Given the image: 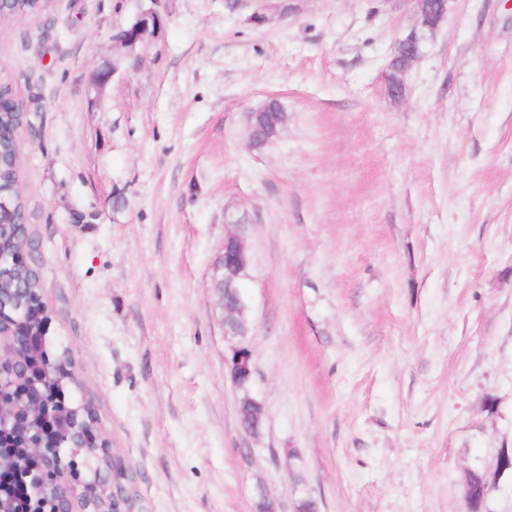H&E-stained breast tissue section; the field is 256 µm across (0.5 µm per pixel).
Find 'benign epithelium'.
Here are the masks:
<instances>
[{
    "mask_svg": "<svg viewBox=\"0 0 512 512\" xmlns=\"http://www.w3.org/2000/svg\"><path fill=\"white\" fill-rule=\"evenodd\" d=\"M413 4L416 25L398 43L409 46L402 57H390L383 72L384 94L394 102L404 100L406 84L401 75L419 60L426 34L433 33L446 19L451 0H409ZM161 27V16L153 8L142 9L129 30L118 29L114 42L133 54ZM34 259L33 250L20 247L6 253L0 249V271L28 267ZM249 258L243 238L227 233L222 253L215 262L213 288L218 293L224 314V324H234L247 308L238 278L248 266ZM7 292L27 298V302L8 306L0 297V437L21 432L28 440V454L38 460L29 466L0 448V512H13L17 498L22 496L28 505L33 499L41 502L40 512H132L120 507L115 493L108 492L110 474L104 440L91 436L95 423L90 406L75 409L72 417L52 413L48 409V384L32 366L43 353L42 338L46 336L49 304L42 294H34L15 280ZM231 358L226 363L253 375V354H242L248 331L230 334ZM93 450L104 468L94 481L75 484V456Z\"/></svg>",
    "mask_w": 512,
    "mask_h": 512,
    "instance_id": "benign-epithelium-1",
    "label": "benign epithelium"
}]
</instances>
